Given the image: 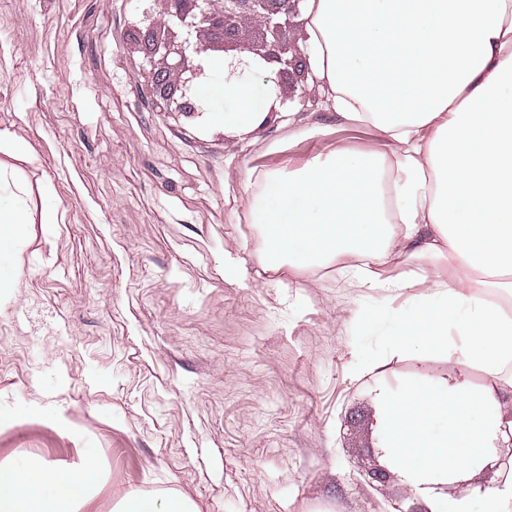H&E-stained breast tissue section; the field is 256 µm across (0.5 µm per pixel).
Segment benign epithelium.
Segmentation results:
<instances>
[{"mask_svg":"<svg viewBox=\"0 0 512 512\" xmlns=\"http://www.w3.org/2000/svg\"><path fill=\"white\" fill-rule=\"evenodd\" d=\"M305 0H144L131 25L149 66L148 87L159 111L194 121L205 112L194 92L206 77V61H229L225 80L259 76L277 66L269 115L285 106V87L306 81L310 69L298 43Z\"/></svg>","mask_w":512,"mask_h":512,"instance_id":"1","label":"benign epithelium"}]
</instances>
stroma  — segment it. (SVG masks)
Returning a JSON list of instances; mask_svg holds the SVG:
<instances>
[{
  "instance_id": "obj_1",
  "label": "stroma",
  "mask_w": 512,
  "mask_h": 512,
  "mask_svg": "<svg viewBox=\"0 0 512 512\" xmlns=\"http://www.w3.org/2000/svg\"><path fill=\"white\" fill-rule=\"evenodd\" d=\"M136 7L0 0V129L31 149L16 180L34 219L0 288V461L95 449L107 478L84 512L133 490L180 491L199 512L423 507L400 479L367 475L376 394L446 363L390 356L356 320L390 300L335 268L315 288L224 276L228 249L258 266L246 164L272 165L273 145L304 160L386 136L338 126L314 84L239 139L174 121L146 91ZM47 208L63 223H41Z\"/></svg>"
}]
</instances>
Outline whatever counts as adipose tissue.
<instances>
[{
	"label": "adipose tissue",
	"instance_id": "obj_1",
	"mask_svg": "<svg viewBox=\"0 0 512 512\" xmlns=\"http://www.w3.org/2000/svg\"><path fill=\"white\" fill-rule=\"evenodd\" d=\"M303 15L300 47L326 110L379 129L390 147L248 168L260 266L333 265L352 287L412 294L407 309L364 312L359 327L386 328L393 354L440 357L448 372L380 390L379 445L430 512H512V470L455 498L442 490L512 439V0H305ZM225 70L209 59L195 94L244 136L265 122L269 86L225 82ZM29 155L0 129V285L13 282L9 258L32 221L6 178ZM101 477L91 448L73 464L0 462V512H81ZM118 512L196 507L132 491Z\"/></svg>",
	"mask_w": 512,
	"mask_h": 512
}]
</instances>
